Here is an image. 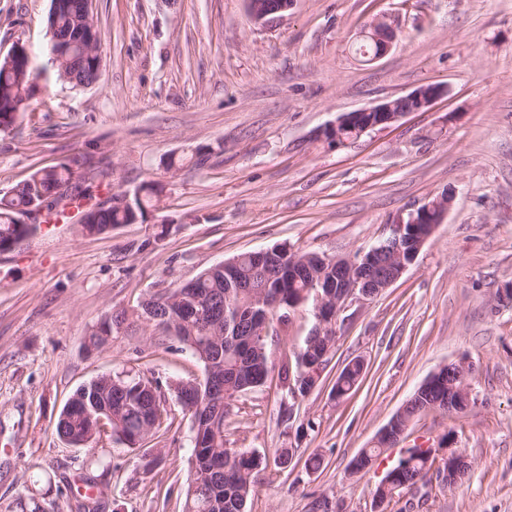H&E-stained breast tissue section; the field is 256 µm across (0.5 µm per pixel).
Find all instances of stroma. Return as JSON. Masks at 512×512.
Returning <instances> with one entry per match:
<instances>
[{"mask_svg":"<svg viewBox=\"0 0 512 512\" xmlns=\"http://www.w3.org/2000/svg\"><path fill=\"white\" fill-rule=\"evenodd\" d=\"M51 0H0V56L31 54L36 93L0 132V196L33 172L80 157L93 202L163 191L143 221L102 235L76 219L41 224L0 252V512L36 495L67 512L58 487L81 482L86 449L56 423L81 385L115 372L168 381L200 377L180 344H159L144 323L87 351L112 309L133 311L246 251L288 247L329 257L368 251L389 227L450 191L452 205L402 277L373 300L347 303L330 362L284 417L277 375L243 393L224 445L288 467L255 473L248 512H512V0H293L266 22L246 0H96L102 66L86 88L59 78L49 53ZM388 17L398 37L364 56L360 34ZM446 89L343 146L323 130L344 113L429 85ZM359 386L332 387L353 359ZM463 361L474 403L415 417L395 447L352 473L354 458L440 366ZM190 419L168 397L142 453L104 441L93 464L110 486L105 512H181ZM451 436L469 469L376 506V489L408 449L436 462ZM321 455L318 469L306 461Z\"/></svg>","mask_w":512,"mask_h":512,"instance_id":"1","label":"stroma"}]
</instances>
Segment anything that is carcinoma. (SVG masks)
<instances>
[{"label":"carcinoma","mask_w":512,"mask_h":512,"mask_svg":"<svg viewBox=\"0 0 512 512\" xmlns=\"http://www.w3.org/2000/svg\"><path fill=\"white\" fill-rule=\"evenodd\" d=\"M53 26L62 35H70L75 43V85L92 80L95 58L83 56L80 34L72 25V15L61 13ZM29 55L21 53L13 66L0 60V126H11L17 115L26 110L35 95ZM75 172L69 164L50 169L41 168L29 179L16 185L11 194L0 198V245L16 241L28 232L15 217L26 211L41 193L55 184L65 185L71 201L82 198V189L72 185ZM161 193L154 183L142 185L130 197L131 206L101 209L94 216L92 227L103 234L120 224H133L144 218L152 202ZM306 263L288 267L289 249H280L285 271L260 270L240 254L229 273L209 268L190 286L171 289L149 297L141 305L137 318L146 316V308L166 323L157 329L172 338L201 363L200 379L162 383L157 378H135L122 372L104 374L80 386L62 410L56 431L60 438L75 446L93 447L103 439L116 440L129 447H139L160 425L164 404L161 388L172 392L189 414L193 451L190 468L183 486V512H247L255 493V470L266 458L259 454L238 452L224 447V424L229 406L244 392L256 388L277 372L279 380L290 393L305 396L313 381L301 377L300 370L322 359L326 339L309 335L293 359L282 356L275 360L269 337L251 335L265 319L288 325L287 309L305 308L314 304V292L307 288V268L322 273L324 283H336V265L324 262L318 254L302 252ZM87 335V344L99 349L106 345L112 326L129 319L126 310L114 312ZM363 375L362 366L344 368L334 383L339 396L348 395ZM448 395V376L442 374L429 382L422 399L410 400L404 418L409 421L427 411V406ZM421 449L399 461L400 480L411 487L427 481L429 470L420 458Z\"/></svg>","instance_id":"cac0c4a2"}]
</instances>
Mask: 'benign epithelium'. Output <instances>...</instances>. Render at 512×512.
<instances>
[{"instance_id": "7a95c632", "label": "benign epithelium", "mask_w": 512, "mask_h": 512, "mask_svg": "<svg viewBox=\"0 0 512 512\" xmlns=\"http://www.w3.org/2000/svg\"><path fill=\"white\" fill-rule=\"evenodd\" d=\"M94 0H84L83 10L76 18V26L84 34L89 50L101 57L100 46L96 35L93 16ZM247 11L251 20L261 23L267 17L282 13L290 7L292 0H246ZM393 27L384 19L372 21L363 32V38L372 42L374 56L386 53L394 40ZM444 92L437 85L422 86L408 95L393 100H387L377 105L345 113L336 122L323 131L329 142L340 146L348 143L344 133L351 130L362 136L369 130L385 127L396 122L409 112H421L427 109ZM451 202V194L444 192L435 199L420 206L389 228L390 236L387 241L360 252L353 257L336 259V268L345 272L341 277V294L320 293L324 287L323 279L313 278L310 287L315 290V318L319 334L329 336L335 334V324L338 313L345 308L350 300L368 301L385 289L395 284L411 265L424 244L434 232L437 225L443 223ZM413 225L411 231L417 232L418 242L412 251L405 250L406 228ZM427 224L429 231L418 232L414 225ZM470 367L463 362L448 365V403L468 407L472 405V393L468 384ZM399 416H394L382 429L375 444L380 448H388L395 444L405 433L406 427H398ZM468 467L465 457L457 450L448 452L444 465L435 469L439 480H456L460 472Z\"/></svg>"}]
</instances>
